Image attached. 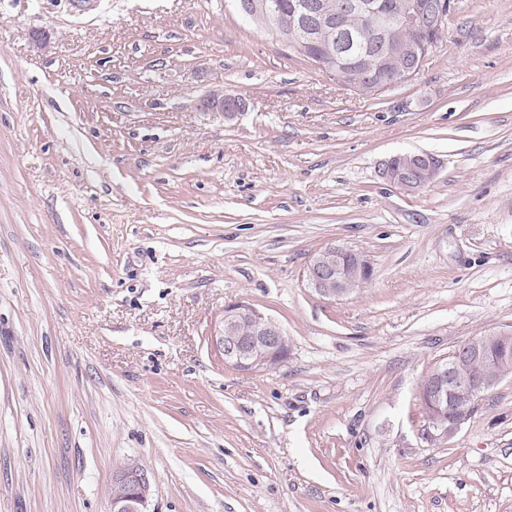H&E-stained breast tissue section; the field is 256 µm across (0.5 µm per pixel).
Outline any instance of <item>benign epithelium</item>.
Listing matches in <instances>:
<instances>
[{
  "label": "benign epithelium",
  "mask_w": 512,
  "mask_h": 512,
  "mask_svg": "<svg viewBox=\"0 0 512 512\" xmlns=\"http://www.w3.org/2000/svg\"><path fill=\"white\" fill-rule=\"evenodd\" d=\"M234 5L245 16L263 18L269 30L290 53L308 57L312 48L325 46L340 60L359 49L372 50L368 37L371 28L381 36L377 50L383 56L394 55L398 51L391 37L394 31L414 36L422 31L440 35L448 15L454 9V0H399L389 12L382 10L375 0H348L345 11L350 22L342 24L335 21L330 0H294L286 26L282 23V14L275 0H236ZM436 45L435 39L417 40V44L410 47L412 56L396 71L395 76L368 79L366 93L375 95L412 79ZM202 106L231 121L247 109L248 103L239 95L215 91L203 100ZM408 160L409 164L401 168L394 162V157H389L379 168L378 176L405 192L417 193L433 183L440 164L427 153H411ZM366 264L361 255L331 244L309 262L306 278L319 295L334 300L368 282L363 276ZM246 319L251 321V331L244 335L239 331V326ZM212 340L224 357V364L249 372L279 366L283 362L280 351L288 346V337L280 325L245 301L224 307ZM454 365L455 358H445L434 369L437 382L427 398L440 415L428 418L426 436L432 442L447 440L467 420L465 410L448 417L442 415L446 409L448 391H462L474 403L480 402L488 392L481 380H456ZM149 497V478L136 461H127L113 471L109 512H148Z\"/></svg>",
  "instance_id": "7a95c632"
}]
</instances>
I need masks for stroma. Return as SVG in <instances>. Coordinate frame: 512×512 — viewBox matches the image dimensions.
<instances>
[{
    "mask_svg": "<svg viewBox=\"0 0 512 512\" xmlns=\"http://www.w3.org/2000/svg\"><path fill=\"white\" fill-rule=\"evenodd\" d=\"M455 3L363 95L232 0H0V512H108L130 459L149 512H512V376L442 442L417 398L512 332V0ZM414 151L434 183L384 184ZM334 243L372 276L332 301L305 271ZM234 300L277 369L213 346ZM202 106L206 110L222 114L226 121H232L247 109L248 103L239 95L215 91L203 100ZM391 156L382 163L378 176L382 181L398 187L408 193H417L428 187L436 179L440 164L432 155L427 153H409V164L405 168L396 165L403 158ZM245 319L252 323L248 335L241 333L249 328L247 322L240 326ZM212 340L226 365L249 372L276 368L285 360L280 357L281 349L288 347L280 325L245 301L224 307Z\"/></svg>",
    "mask_w": 512,
    "mask_h": 512,
    "instance_id": "obj_1",
    "label": "stroma"
}]
</instances>
